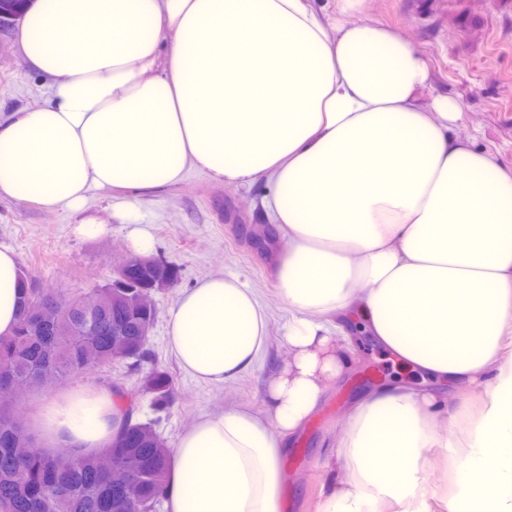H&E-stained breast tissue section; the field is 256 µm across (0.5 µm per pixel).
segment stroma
I'll return each mask as SVG.
<instances>
[{"label": "stroma", "mask_w": 512, "mask_h": 512, "mask_svg": "<svg viewBox=\"0 0 512 512\" xmlns=\"http://www.w3.org/2000/svg\"><path fill=\"white\" fill-rule=\"evenodd\" d=\"M490 2L435 0L434 7L422 13L414 0H364L357 18L383 23L414 44L431 74L428 85L417 94L418 103L428 105L437 96L457 100L463 118L454 127L455 136L511 166L512 0L497 8ZM18 20V14L0 13V106L7 110L45 100L43 81L30 70L15 40ZM271 192L270 183L263 179L248 186L223 184L194 169L181 182L160 188L95 190L90 194L88 214L111 228L110 234L96 239L77 236L74 228L80 217L65 209L0 198V245L15 250L22 272L38 288L81 295L103 285L116 267L132 258L131 227L114 216L115 204L124 200L136 203L141 229L153 236V258L178 270L177 282L154 296L157 319L150 333L155 358L172 379L165 412H156L149 397L138 394L140 373L121 363L63 379L52 394H34L22 401L19 413L34 424L51 397L115 382L136 393L137 419L157 422L172 448L182 431L203 413L227 404L262 409L273 363L285 353L283 334L288 320L276 297L275 262L284 242L269 233ZM216 273L238 275L259 288L270 312V342L262 368L223 385L203 384L187 376L166 339V317L179 293ZM360 388V383L349 379L331 389L289 449V458L298 462L289 472V485L296 496L291 512H314L325 448L345 427L341 406L350 404Z\"/></svg>", "instance_id": "obj_1"}]
</instances>
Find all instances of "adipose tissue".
Segmentation results:
<instances>
[{
    "instance_id": "1",
    "label": "adipose tissue",
    "mask_w": 512,
    "mask_h": 512,
    "mask_svg": "<svg viewBox=\"0 0 512 512\" xmlns=\"http://www.w3.org/2000/svg\"><path fill=\"white\" fill-rule=\"evenodd\" d=\"M363 0L325 18L306 0H31L15 31L46 104L0 110V197L87 218L94 189L143 190L197 169L271 181L288 354L262 409L200 415L171 450L166 512H284L286 447L343 381L365 331L416 388L365 391L328 448L316 512H512V167L456 140L462 106L417 102V48ZM16 252L0 245V335L16 326ZM254 288L214 275L169 310L192 379L236 380L263 359ZM126 420L85 387L45 409L49 447L102 452ZM450 483L427 481V457ZM496 481L485 478L487 470Z\"/></svg>"
}]
</instances>
